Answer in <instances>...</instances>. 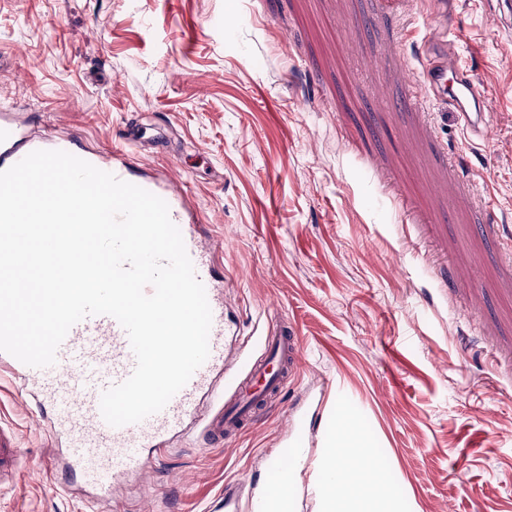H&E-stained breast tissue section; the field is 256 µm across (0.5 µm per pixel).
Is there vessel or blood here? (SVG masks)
I'll return each instance as SVG.
<instances>
[{"instance_id": "1", "label": "vessel or blood", "mask_w": 512, "mask_h": 512, "mask_svg": "<svg viewBox=\"0 0 512 512\" xmlns=\"http://www.w3.org/2000/svg\"><path fill=\"white\" fill-rule=\"evenodd\" d=\"M427 7L437 16L438 25L419 50L425 94L412 96L411 101L417 104L427 99L451 107L466 131L482 133L488 95L460 63L456 28L449 20L455 0H428ZM43 147V142L30 139L8 118L0 119V171ZM96 166L121 180L138 183L167 203L212 311L206 362L165 409L118 428L103 420L100 396L125 381L136 361L126 331L113 317L89 316L74 325L57 350L55 364L47 368L29 367L0 351V367L13 371L22 386L34 390L49 407L52 431L68 440L71 467L104 494L115 481L145 472L187 422L195 423L209 445H223L236 435L253 410L278 395L297 375L301 338L288 323L266 331L260 337L259 355L247 359L240 371H233L227 363L226 338L234 329L224 313V286L216 277V247L201 239L183 199L172 194L164 182L135 179L130 163L122 156L97 161ZM22 457V449L0 435V481L18 475Z\"/></svg>"}]
</instances>
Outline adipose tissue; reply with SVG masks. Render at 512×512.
<instances>
[{
  "label": "adipose tissue",
  "mask_w": 512,
  "mask_h": 512,
  "mask_svg": "<svg viewBox=\"0 0 512 512\" xmlns=\"http://www.w3.org/2000/svg\"><path fill=\"white\" fill-rule=\"evenodd\" d=\"M329 478L325 486L328 512H382L392 496L385 483L374 450L360 425H345L327 456ZM348 482L344 494H337L338 482Z\"/></svg>",
  "instance_id": "1"
}]
</instances>
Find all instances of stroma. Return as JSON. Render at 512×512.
<instances>
[{
	"instance_id": "35a3bbf8",
	"label": "stroma",
	"mask_w": 512,
	"mask_h": 512,
	"mask_svg": "<svg viewBox=\"0 0 512 512\" xmlns=\"http://www.w3.org/2000/svg\"><path fill=\"white\" fill-rule=\"evenodd\" d=\"M458 0L462 64L495 100L492 137L409 102L431 20L418 0H0V106L32 135L171 174L209 235L239 355L287 321L299 374L220 448L171 440L147 472L87 493L51 466L34 401L0 375V428L24 450L0 512H261L280 434L311 394L317 443L295 512H327L336 420L352 415L386 512H512V29ZM234 18L225 26V18Z\"/></svg>"
}]
</instances>
